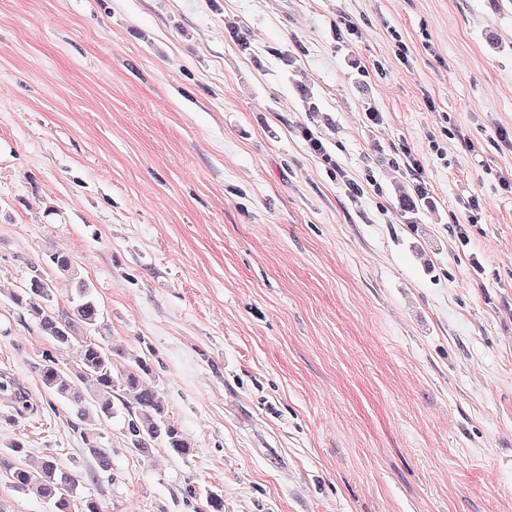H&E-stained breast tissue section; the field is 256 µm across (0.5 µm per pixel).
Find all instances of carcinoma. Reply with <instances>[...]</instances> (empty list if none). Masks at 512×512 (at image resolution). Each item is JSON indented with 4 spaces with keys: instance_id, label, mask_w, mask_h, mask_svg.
Wrapping results in <instances>:
<instances>
[{
    "instance_id": "cac0c4a2",
    "label": "carcinoma",
    "mask_w": 512,
    "mask_h": 512,
    "mask_svg": "<svg viewBox=\"0 0 512 512\" xmlns=\"http://www.w3.org/2000/svg\"><path fill=\"white\" fill-rule=\"evenodd\" d=\"M33 297L39 303L30 305V311L57 351L62 352L73 344L78 326L97 334V337L83 341L78 362L68 369L60 366L55 355L48 353L44 356L39 372L50 395L66 402L81 421H104L114 414L112 392L121 385L130 395L125 408L128 414L126 432L132 447L146 451L153 443L162 442L177 454L186 456L191 453L192 443L165 415L153 386L145 381V376L151 373L146 359L136 356L126 367L115 369L113 351L104 344L100 308L88 284L77 282L76 300L70 314L52 311L56 284L51 280L33 276L29 288L13 295L12 300L23 306ZM83 439L99 467L110 470L112 449L104 447L101 436L89 429L83 432ZM0 470L8 474L14 490L46 499L52 503L55 512H72L78 476L53 457L30 462L23 457V448L18 445L0 448Z\"/></svg>"
}]
</instances>
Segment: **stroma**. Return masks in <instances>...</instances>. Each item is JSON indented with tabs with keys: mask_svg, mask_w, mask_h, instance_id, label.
I'll return each instance as SVG.
<instances>
[{
	"mask_svg": "<svg viewBox=\"0 0 512 512\" xmlns=\"http://www.w3.org/2000/svg\"><path fill=\"white\" fill-rule=\"evenodd\" d=\"M505 131L512 0H0V448L102 512H512ZM58 250L189 455L44 390ZM83 432V439L89 454L95 458L99 467L104 471L111 469V448L104 447L102 437L91 429Z\"/></svg>",
	"mask_w": 512,
	"mask_h": 512,
	"instance_id": "35a3bbf8",
	"label": "stroma"
}]
</instances>
